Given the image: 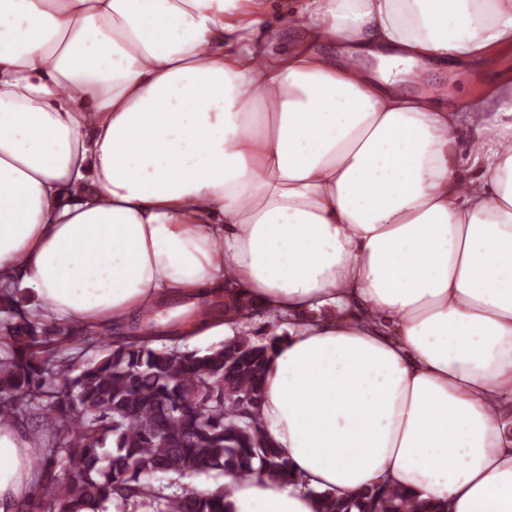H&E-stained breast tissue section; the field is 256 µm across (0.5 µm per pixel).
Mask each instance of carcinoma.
<instances>
[{"label": "carcinoma", "instance_id": "1", "mask_svg": "<svg viewBox=\"0 0 512 512\" xmlns=\"http://www.w3.org/2000/svg\"><path fill=\"white\" fill-rule=\"evenodd\" d=\"M12 288L0 292L8 321L0 348V422L32 416L47 437L36 460L46 473L59 458L63 477L43 485L41 512H108L157 505L156 512H233L223 489L167 495L157 475L212 472L240 479L296 481L292 465L264 439V379L279 340L237 336L205 352L171 336L160 348L120 330L105 338L42 335ZM97 347L99 355L84 360ZM318 512H448L381 483L354 497L307 489Z\"/></svg>", "mask_w": 512, "mask_h": 512}]
</instances>
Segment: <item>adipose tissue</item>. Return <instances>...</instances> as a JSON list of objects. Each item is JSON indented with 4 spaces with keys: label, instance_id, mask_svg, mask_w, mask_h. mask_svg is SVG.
<instances>
[{
    "label": "adipose tissue",
    "instance_id": "adipose-tissue-1",
    "mask_svg": "<svg viewBox=\"0 0 512 512\" xmlns=\"http://www.w3.org/2000/svg\"><path fill=\"white\" fill-rule=\"evenodd\" d=\"M253 49L254 0H0V288L44 317L187 336L287 318L267 441L302 485L225 476L235 512H316L381 481L512 512V87L477 112L421 85L491 66L512 0H304ZM413 84L414 92L403 89ZM40 442L0 423V512Z\"/></svg>",
    "mask_w": 512,
    "mask_h": 512
}]
</instances>
